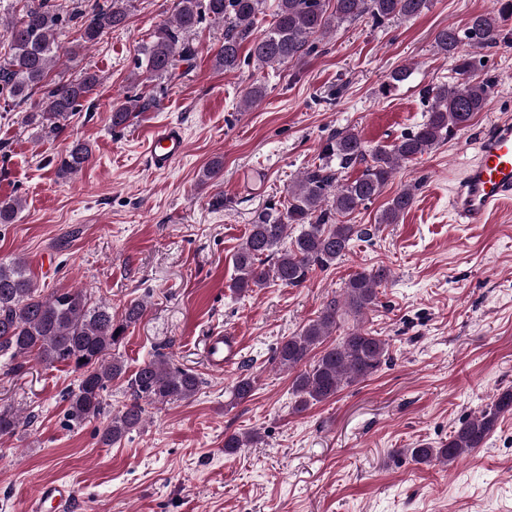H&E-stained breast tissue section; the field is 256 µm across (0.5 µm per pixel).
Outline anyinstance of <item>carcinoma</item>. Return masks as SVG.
Returning <instances> with one entry per match:
<instances>
[{"instance_id":"cac0c4a2","label":"carcinoma","mask_w":512,"mask_h":512,"mask_svg":"<svg viewBox=\"0 0 512 512\" xmlns=\"http://www.w3.org/2000/svg\"><path fill=\"white\" fill-rule=\"evenodd\" d=\"M22 2L20 17L9 21L5 29L9 50L0 62V100L5 110L29 104V120L54 133L82 110L99 85L98 74L90 70L72 79L49 78L62 50L64 29L72 26L81 44H95L126 25L128 0L97 3L88 11L79 7L67 18L51 0ZM265 2L176 0L172 19L157 27L152 41L141 51L140 63L145 65L147 78H172L179 59L194 53L190 36L208 18L226 24L214 66L231 71L239 67L245 43L249 44L248 59L258 66L285 65L308 55L333 23L367 16L374 26L382 28L395 20L416 17L431 4V0H278L273 22L257 34L255 27ZM496 5L491 12L472 16L463 28L449 25L435 33L434 47L452 61L455 77L450 83L423 90L429 107L421 122L391 146L375 149L368 148L353 131L331 134L321 144L319 163L307 167L289 188L286 207L269 204L256 212L246 239L233 256V291L242 294L271 281L300 287L313 272L330 267L345 256L352 240L370 235L368 229L345 224L341 218L375 200L401 163L431 151L489 107L494 83L479 78L485 64L470 49L491 50L508 41L504 22L512 18V0H496ZM410 76L408 67H396L382 83L381 93L390 94ZM148 106L149 102L130 96L112 103V127L126 125L134 113ZM91 157L89 144L73 141L60 158L59 174L79 172ZM357 163L365 164L362 174L340 181L338 174ZM414 202V193L402 190L388 202L379 223H398ZM291 224L300 230L290 241ZM388 278L385 266L354 273L345 283L343 300H327L316 319L281 342L274 361L289 371L302 368L292 383L296 410L335 397L344 386L366 379L389 359L388 341L359 326L338 342L325 344L342 313L359 315L377 305L378 288ZM145 313L144 303L133 300L116 315L110 304L94 300L85 288L54 289L44 294L24 263L0 262V356L71 367L78 373L79 384L67 393L69 421L80 425L102 420L97 435L105 446L120 442L137 428L149 407L189 400L201 385L196 373L173 368L161 358L127 374L116 347ZM123 377L127 378L130 399L111 415L105 411V393L112 382ZM253 390L254 379L247 374L239 376L232 386L233 397L240 402ZM511 411L512 389H507L479 415L463 418L447 442L437 448L420 443L409 449L411 457L420 464L436 461L448 465L483 447L499 418ZM20 425L11 409L0 407V439L13 436ZM256 440V434L248 438L226 435L224 452L235 453Z\"/></svg>"}]
</instances>
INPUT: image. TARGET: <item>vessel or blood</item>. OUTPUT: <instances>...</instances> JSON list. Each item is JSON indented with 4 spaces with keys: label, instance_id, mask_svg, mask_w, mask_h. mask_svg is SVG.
<instances>
[{
    "label": "vessel or blood",
    "instance_id": "vessel-or-blood-1",
    "mask_svg": "<svg viewBox=\"0 0 512 512\" xmlns=\"http://www.w3.org/2000/svg\"><path fill=\"white\" fill-rule=\"evenodd\" d=\"M474 163L459 178L453 197V210L462 224H483L498 207L512 203V121L501 120L485 128ZM186 150L181 129L170 123L153 126L148 139L151 168L169 170ZM242 349L235 336H211L204 343L206 359L216 370L233 365ZM78 492L61 481L40 486L31 512H69Z\"/></svg>",
    "mask_w": 512,
    "mask_h": 512
}]
</instances>
